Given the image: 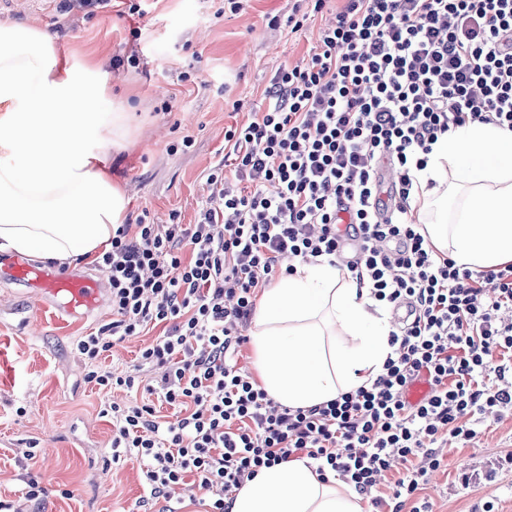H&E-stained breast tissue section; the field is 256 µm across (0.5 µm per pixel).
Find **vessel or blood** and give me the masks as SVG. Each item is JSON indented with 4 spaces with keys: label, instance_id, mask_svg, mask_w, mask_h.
Instances as JSON below:
<instances>
[{
    "label": "vessel or blood",
    "instance_id": "obj_1",
    "mask_svg": "<svg viewBox=\"0 0 512 512\" xmlns=\"http://www.w3.org/2000/svg\"><path fill=\"white\" fill-rule=\"evenodd\" d=\"M0 275L56 299L58 312L65 316H76L97 308L102 300L103 285L99 280L86 275L36 267L19 257L1 266Z\"/></svg>",
    "mask_w": 512,
    "mask_h": 512
}]
</instances>
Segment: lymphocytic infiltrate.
<instances>
[{"instance_id": "obj_1", "label": "lymphocytic infiltrate", "mask_w": 512, "mask_h": 512, "mask_svg": "<svg viewBox=\"0 0 512 512\" xmlns=\"http://www.w3.org/2000/svg\"><path fill=\"white\" fill-rule=\"evenodd\" d=\"M475 121L512 129V0H344L310 58L278 68L259 110L225 131L207 177L220 196L196 222L119 227L98 261L116 318L77 350L100 389L148 394L107 413L113 453L140 459L152 498L189 477L210 512H228L227 496L261 469L304 455L377 507L402 461L392 512L408 500L432 512L420 492L440 443L512 412V264L458 267L410 214L433 144ZM383 160L398 174L389 206ZM340 259L373 300L411 303L415 318L391 333L394 354L371 385L288 407L238 366L241 330L275 273ZM151 324L163 332L141 349L140 375L96 369ZM423 376L430 394L407 403Z\"/></svg>"}]
</instances>
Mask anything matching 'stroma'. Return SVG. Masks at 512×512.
<instances>
[{
	"mask_svg": "<svg viewBox=\"0 0 512 512\" xmlns=\"http://www.w3.org/2000/svg\"><path fill=\"white\" fill-rule=\"evenodd\" d=\"M296 0H249L224 14V0H146L136 19L116 10L67 14L59 0H9L0 21L55 32L61 51L102 61L114 100L137 118L130 142L110 149L112 178L129 199V219L194 223L210 194V168L224 155V130L259 105L277 68L306 59L341 0L309 17L298 33L286 20ZM140 26L139 38L130 30ZM241 111H233V102ZM192 137V146L182 144ZM113 319L112 300L82 317L58 315L40 294L0 278V501L17 512H207L200 491L145 501L143 465L112 458L106 403H142L143 391L98 389L76 350L82 336ZM158 329L127 338L99 368L134 372L141 348ZM32 458H23V451ZM443 465L423 494L435 512H512V415L479 426L475 442H448ZM45 493L28 502L27 478Z\"/></svg>",
	"mask_w": 512,
	"mask_h": 512,
	"instance_id": "obj_1",
	"label": "stroma"
}]
</instances>
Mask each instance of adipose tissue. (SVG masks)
I'll use <instances>...</instances> for the list:
<instances>
[{
  "label": "adipose tissue",
  "mask_w": 512,
  "mask_h": 512,
  "mask_svg": "<svg viewBox=\"0 0 512 512\" xmlns=\"http://www.w3.org/2000/svg\"><path fill=\"white\" fill-rule=\"evenodd\" d=\"M99 67L61 53L48 31L0 23V253L73 263L112 249L127 197L105 152L130 134ZM411 204L433 247L458 266L512 262V131L470 122L440 136ZM464 188L454 217L441 206ZM393 326L344 267L300 263L263 288L249 330L259 385L307 408L372 383L392 353ZM363 497L321 478L311 459L262 469L229 512H365Z\"/></svg>",
  "instance_id": "1"
}]
</instances>
